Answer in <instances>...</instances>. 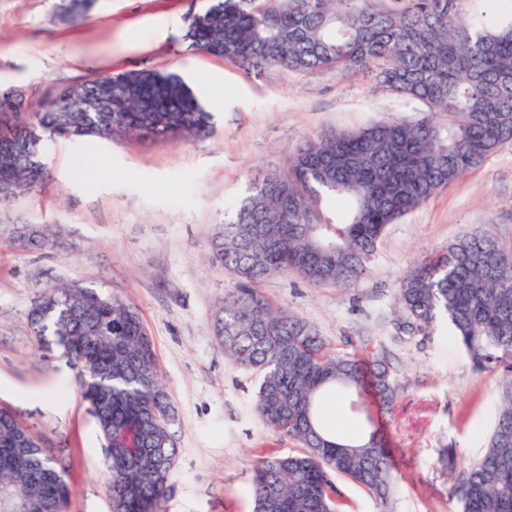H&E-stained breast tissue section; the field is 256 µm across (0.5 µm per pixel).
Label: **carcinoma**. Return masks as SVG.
Returning a JSON list of instances; mask_svg holds the SVG:
<instances>
[{"mask_svg": "<svg viewBox=\"0 0 512 512\" xmlns=\"http://www.w3.org/2000/svg\"><path fill=\"white\" fill-rule=\"evenodd\" d=\"M212 0L190 21V46L247 71L282 65L343 76L368 73L384 90L448 116L440 126L388 121L306 139L283 170L252 182L212 242V261L235 279L215 323L225 359L260 375L255 410L267 428L300 442L295 455L270 456L252 469L254 512H342L333 477L385 502L396 477L377 415L397 398L385 365L364 353L338 356L302 319L279 310L256 285L296 274L316 285L349 287L367 272L388 225L440 187L512 143V0ZM113 111L86 113L58 100L0 137V183L17 192L45 172L47 145L70 139L205 137L213 114L177 74L112 75ZM249 224L270 229L248 235ZM396 301L411 327L439 321L478 373H500L502 404L484 453L453 494L462 512H512V249L481 228L412 267ZM42 345L62 349L84 400L99 403L104 488L117 512H163L177 457L178 414L163 386L149 332L137 308L80 284L45 290L27 314ZM340 390L362 425L354 439L322 423L320 397ZM69 485L40 437L0 412V512H67Z\"/></svg>", "mask_w": 512, "mask_h": 512, "instance_id": "carcinoma-1", "label": "carcinoma"}]
</instances>
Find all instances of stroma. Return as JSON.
I'll list each match as a JSON object with an SVG mask.
<instances>
[{"label": "stroma", "instance_id": "stroma-1", "mask_svg": "<svg viewBox=\"0 0 512 512\" xmlns=\"http://www.w3.org/2000/svg\"><path fill=\"white\" fill-rule=\"evenodd\" d=\"M207 3L93 0L72 21L61 14L62 0H0L1 92L37 102L110 72L159 69L180 74L215 117L203 139L49 145L44 181L0 201V409L40 433L44 448L66 466L68 512H110L104 448L75 370L31 332L27 313L36 297L78 281L135 304L180 419L164 512H253L256 461L302 446L271 432L257 415L258 373L224 358L214 320L235 279L212 264L211 242L251 179L284 166L308 136L429 113L361 75L281 66L248 74L194 50L184 38L187 20ZM171 17L176 27L156 40L150 23ZM137 23L141 42L134 46L126 32ZM93 146L103 168L90 178L84 157ZM45 224L55 227L54 243L18 241V226ZM476 227L512 247V144L389 225L355 286L312 285L294 274L259 285L336 354L365 350L390 362L399 386L388 418L398 486L384 506L336 478L345 512H457L451 490L485 447L499 377L476 374L446 324L425 334L401 329L394 299L411 267Z\"/></svg>", "mask_w": 512, "mask_h": 512}]
</instances>
